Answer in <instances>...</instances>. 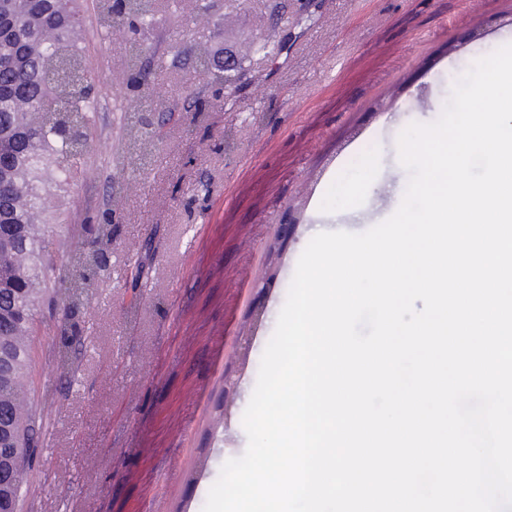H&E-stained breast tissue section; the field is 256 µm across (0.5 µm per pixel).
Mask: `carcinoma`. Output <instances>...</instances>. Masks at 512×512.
Instances as JSON below:
<instances>
[{"mask_svg":"<svg viewBox=\"0 0 512 512\" xmlns=\"http://www.w3.org/2000/svg\"><path fill=\"white\" fill-rule=\"evenodd\" d=\"M157 0H95L98 27L110 30L150 21ZM87 0H0V512H17L23 464L43 433L38 404L27 383L32 336L39 313L57 298L50 232L70 224L66 193L80 171L75 160L89 148L96 97L88 84L83 11ZM133 150L123 158L135 170L156 149L155 131L139 116L128 119ZM94 249L72 246L76 275L63 297L68 310L90 299L92 277L108 269L112 223L96 227ZM68 374L69 337L54 352Z\"/></svg>","mask_w":512,"mask_h":512,"instance_id":"obj_1","label":"carcinoma"}]
</instances>
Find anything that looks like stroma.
Returning <instances> with one entry per match:
<instances>
[{"mask_svg":"<svg viewBox=\"0 0 512 512\" xmlns=\"http://www.w3.org/2000/svg\"><path fill=\"white\" fill-rule=\"evenodd\" d=\"M274 23L284 50L251 64L264 92L243 84L228 112L185 105L192 68L174 66L172 49L198 24L160 19L143 49L164 61L151 79L183 117L132 172L116 163L127 115L157 98L127 84L124 36L100 35L86 11L89 75L103 93L72 198L80 246L110 212L112 255L84 309L70 317L53 302L38 318L29 385L44 432L19 512H203L224 463L247 447L242 417L289 260L316 228L376 225L399 208L400 132L437 120L471 65L512 44V0H288L282 12L229 0L214 50ZM64 333L79 346L69 375L51 357Z\"/></svg>","mask_w":512,"mask_h":512,"instance_id":"obj_1","label":"stroma"}]
</instances>
